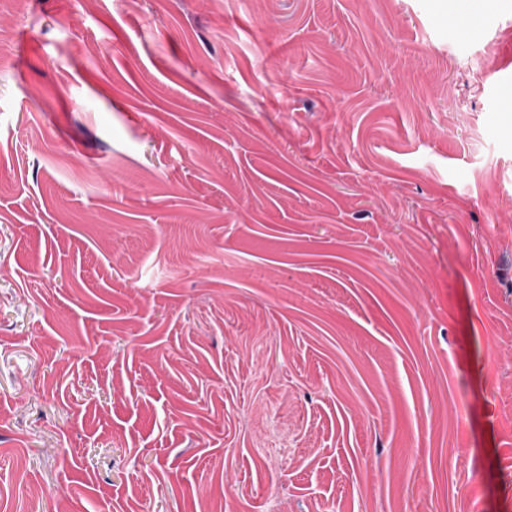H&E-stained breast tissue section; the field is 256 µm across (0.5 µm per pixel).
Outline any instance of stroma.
Returning a JSON list of instances; mask_svg holds the SVG:
<instances>
[{
  "label": "stroma",
  "mask_w": 512,
  "mask_h": 512,
  "mask_svg": "<svg viewBox=\"0 0 512 512\" xmlns=\"http://www.w3.org/2000/svg\"><path fill=\"white\" fill-rule=\"evenodd\" d=\"M512 0H0V512H512Z\"/></svg>",
  "instance_id": "35a3bbf8"
}]
</instances>
